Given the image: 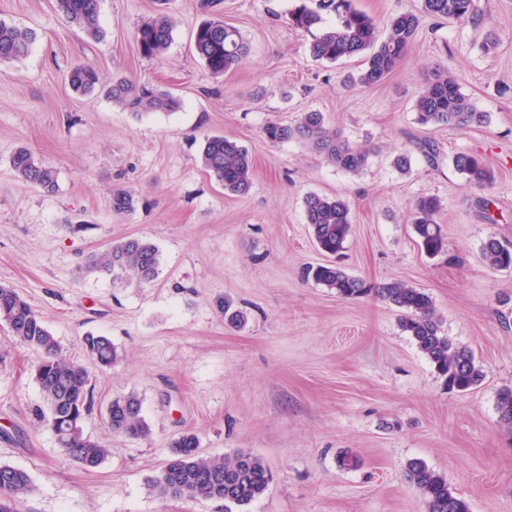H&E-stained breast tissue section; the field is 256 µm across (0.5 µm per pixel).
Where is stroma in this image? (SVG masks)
I'll return each instance as SVG.
<instances>
[{"label":"stroma","instance_id":"35a3bbf8","mask_svg":"<svg viewBox=\"0 0 512 512\" xmlns=\"http://www.w3.org/2000/svg\"><path fill=\"white\" fill-rule=\"evenodd\" d=\"M300 2L221 0L220 17L250 52L215 76L193 47L201 0H100L99 40L67 22L56 0H0V21L35 34L25 58L0 62V285L43 318L63 355L86 361L89 333L110 337L119 354L91 370L95 410L84 427L109 453L88 472L35 416L39 353L0 324V463L32 478L22 512H224L218 500L150 488L186 432L203 455L248 451L270 468L266 493L237 512H426L405 479L415 458L444 475L471 512H512V438L496 411L499 390L512 386V268L490 269L480 256L487 236L512 243V0H478L480 21L465 24L424 15L423 0H354L382 33L399 13L421 16L399 67L371 88L345 84L359 58L310 57L311 34L288 21ZM160 6L173 41L148 59L134 34ZM77 65L106 84L157 86L180 106L136 116L101 92L76 93L67 75ZM437 66L456 75L485 124L415 123L418 92ZM310 111L371 148L362 173L336 169L301 142L266 139L268 122ZM211 135L248 150V195L226 193L204 170L200 149ZM427 142L436 161L422 151ZM20 147L55 171L54 192L14 176ZM460 152L484 157L491 187H473L455 169ZM402 153L411 157L405 173L394 165ZM116 189L136 196L134 211L113 213ZM311 193L351 204L345 271L424 290L444 332L480 364L477 387L448 391L393 306L343 300L304 279L306 266L326 260L305 222ZM422 196L442 204L436 221L447 247L435 258L420 251L410 220ZM483 197L492 201L486 215ZM127 237L157 246L153 282L128 286L87 270L90 253ZM225 301L246 314L245 327L227 325ZM129 392L142 401L149 438L108 430L106 405ZM345 454L357 456L356 468H340Z\"/></svg>","mask_w":512,"mask_h":512}]
</instances>
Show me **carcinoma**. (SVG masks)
I'll list each match as a JSON object with an SVG mask.
<instances>
[{
  "label": "carcinoma",
  "instance_id": "obj_1",
  "mask_svg": "<svg viewBox=\"0 0 512 512\" xmlns=\"http://www.w3.org/2000/svg\"><path fill=\"white\" fill-rule=\"evenodd\" d=\"M56 4L67 21L86 36L94 40L102 37L98 25L100 0H56ZM322 11L335 13L336 24L312 38L310 56L326 62L363 57V68L356 79L361 87L377 86L386 80L404 58L420 23L418 15L401 13L390 21L387 34L382 37L375 20L358 10L354 0H317L314 9L305 4L295 8L290 13L291 25L308 32L321 22ZM423 11L437 19L465 21L477 17L476 0H423ZM172 39V24L161 10L143 20L135 32L139 53L149 59L162 56ZM33 40L32 31L0 21V62L27 56ZM194 49L214 75L237 68L249 54V46L240 31L219 18L198 25ZM67 80L74 91L87 93L97 88L99 75L92 68L77 66L69 71ZM106 96L136 115L171 112L179 107V102L161 88L124 79L113 82ZM415 122L421 127L466 128L484 124L486 114L478 111L461 92L455 76L436 70L417 96ZM264 134L273 144L299 141L330 164L352 174L361 172L368 161L369 152L341 140L337 131L327 126L321 112H302L290 123L270 122ZM201 163L225 191L237 196L250 192L251 157L237 141L222 135L206 138L201 148ZM453 165L476 188L483 189L493 183V171L479 154L458 153ZM11 167L24 183L47 192L56 189L55 172L40 164L25 148L13 154ZM134 206L131 192L124 189L112 192L114 213H128ZM304 208L305 224L318 248L329 255H339L351 231L349 202L312 193L305 198ZM440 209L441 201L433 196L420 197L413 204L412 224L417 244L430 257L443 254L446 248L442 227L435 220ZM480 255L491 269L512 268V244L494 236L482 243ZM158 267L157 247L138 237L114 241L104 251L92 254L87 262L88 270L111 273L129 284L153 281ZM305 277L336 289V296L342 299L372 295L398 308L401 331L410 336L448 390L464 393L481 382L483 372L473 353L443 332L430 296L421 289L402 281L370 283L335 264L310 267ZM0 322L8 326L20 346L42 355L34 370L44 402V407L36 409L39 421L51 428L66 457L88 471L99 468L108 448L84 430L85 418L93 407V389L86 365L64 356L41 316L14 289L2 285ZM83 347L88 359L100 368L110 367L118 359L116 347L105 335L84 336ZM497 411L501 430L511 436L512 386L498 392ZM105 419L114 435L138 439L151 434V425L142 412V401L134 392L113 398ZM406 479L422 497L426 512H470L467 501L458 497L448 480L424 461L410 460ZM271 480L270 470L258 456L245 451L228 457L202 456L198 452L197 436L186 432L172 442L170 459L151 479L150 487L162 496L219 500L224 502L225 512H232V507L246 506L264 495ZM32 492L33 483L26 471L0 464V512H20V506Z\"/></svg>",
  "mask_w": 512,
  "mask_h": 512
}]
</instances>
